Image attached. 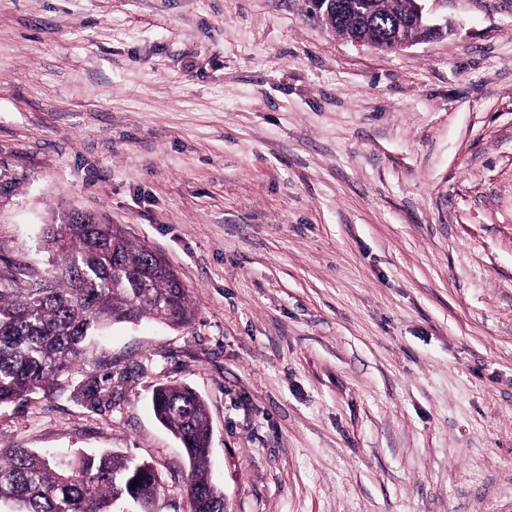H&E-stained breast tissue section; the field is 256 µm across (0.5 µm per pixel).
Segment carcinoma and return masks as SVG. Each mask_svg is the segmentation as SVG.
Here are the masks:
<instances>
[{
    "label": "carcinoma",
    "instance_id": "carcinoma-1",
    "mask_svg": "<svg viewBox=\"0 0 512 512\" xmlns=\"http://www.w3.org/2000/svg\"><path fill=\"white\" fill-rule=\"evenodd\" d=\"M360 2L366 21L355 29L359 38L377 43L398 28L422 36L410 19V0ZM45 247L50 269L35 287H0V408L34 394L57 396L59 378L84 360L91 338L114 323L185 326L194 317L189 289L177 276L150 268L147 246L133 243L117 224L78 213L49 225ZM110 380V374L92 379L84 397L96 405L112 396L105 386ZM152 409L184 448L191 512H224V494L207 469L212 427L204 399L187 385L161 383ZM159 490L153 467L112 453L62 458L31 448L0 450V503L14 512H112L121 500L148 510Z\"/></svg>",
    "mask_w": 512,
    "mask_h": 512
}]
</instances>
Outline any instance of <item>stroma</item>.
I'll return each mask as SVG.
<instances>
[{"mask_svg":"<svg viewBox=\"0 0 512 512\" xmlns=\"http://www.w3.org/2000/svg\"><path fill=\"white\" fill-rule=\"evenodd\" d=\"M425 10L442 36L383 52L304 0H0V286L84 212L195 310L112 326L0 449L148 462L189 512L174 382L227 512H512V0ZM107 381H111L109 386H105ZM106 393V394H105ZM83 395L90 404H100L102 398L107 395L109 402L112 400V373L104 375L101 379L94 378L89 381L83 389ZM155 417L181 442L188 463L186 492L192 512H224V494L208 474L212 427L204 399L191 387L161 383L152 394Z\"/></svg>","mask_w":512,"mask_h":512,"instance_id":"35a3bbf8","label":"stroma"}]
</instances>
